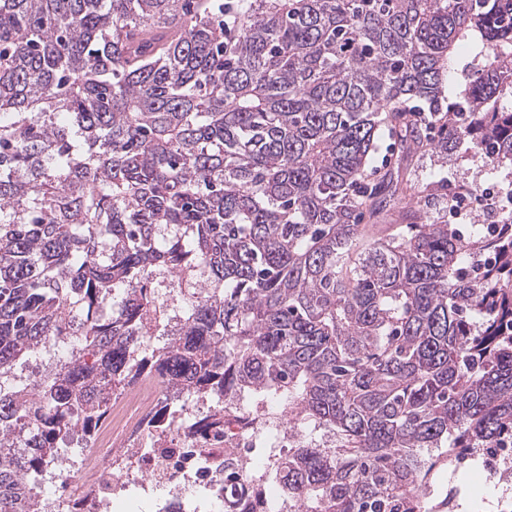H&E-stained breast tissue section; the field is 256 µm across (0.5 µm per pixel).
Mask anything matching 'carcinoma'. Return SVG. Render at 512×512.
Listing matches in <instances>:
<instances>
[{
    "mask_svg": "<svg viewBox=\"0 0 512 512\" xmlns=\"http://www.w3.org/2000/svg\"><path fill=\"white\" fill-rule=\"evenodd\" d=\"M489 49L512 0H0V512L144 375L327 430L278 460L297 512H427L512 432V240L465 267L448 184L365 182L383 129L399 170L512 167ZM163 279L181 334L141 351Z\"/></svg>",
    "mask_w": 512,
    "mask_h": 512,
    "instance_id": "1",
    "label": "carcinoma"
}]
</instances>
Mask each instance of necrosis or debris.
Returning <instances> with one entry per match:
<instances>
[{
  "label": "necrosis or debris",
  "mask_w": 512,
  "mask_h": 512,
  "mask_svg": "<svg viewBox=\"0 0 512 512\" xmlns=\"http://www.w3.org/2000/svg\"><path fill=\"white\" fill-rule=\"evenodd\" d=\"M218 408L223 421L196 431ZM300 439L287 418L239 395L175 402L144 381L113 397L92 440L77 433L61 444L40 512H143V495L154 491L178 501L180 512H292L274 461ZM228 467L238 470L235 482L224 479Z\"/></svg>",
  "instance_id": "1"
}]
</instances>
